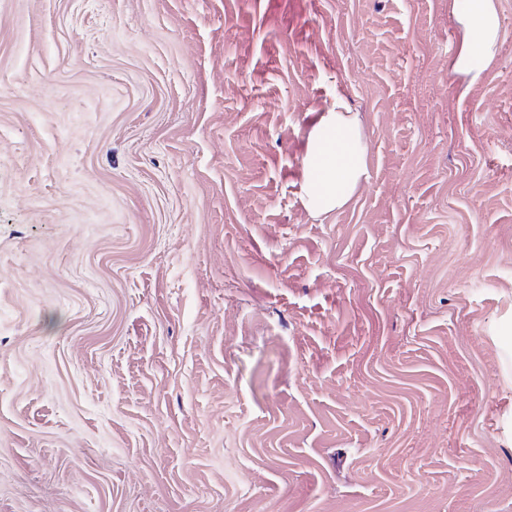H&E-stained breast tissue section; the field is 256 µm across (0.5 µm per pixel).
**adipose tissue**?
Listing matches in <instances>:
<instances>
[{"label":"adipose tissue","instance_id":"adipose-tissue-1","mask_svg":"<svg viewBox=\"0 0 512 512\" xmlns=\"http://www.w3.org/2000/svg\"><path fill=\"white\" fill-rule=\"evenodd\" d=\"M450 9L463 30L453 68L478 80L498 52L500 18L495 0H451ZM367 153L355 114L344 95H337L308 135L303 158L305 209L319 217L345 207L367 179Z\"/></svg>","mask_w":512,"mask_h":512}]
</instances>
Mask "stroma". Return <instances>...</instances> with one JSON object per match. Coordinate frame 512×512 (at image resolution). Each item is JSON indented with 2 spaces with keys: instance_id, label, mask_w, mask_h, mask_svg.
Listing matches in <instances>:
<instances>
[{
  "instance_id": "obj_1",
  "label": "stroma",
  "mask_w": 512,
  "mask_h": 512,
  "mask_svg": "<svg viewBox=\"0 0 512 512\" xmlns=\"http://www.w3.org/2000/svg\"><path fill=\"white\" fill-rule=\"evenodd\" d=\"M496 6L473 83L448 0H0V512H512ZM368 145L342 93L308 135L303 205L313 216L345 207L367 179Z\"/></svg>"
}]
</instances>
